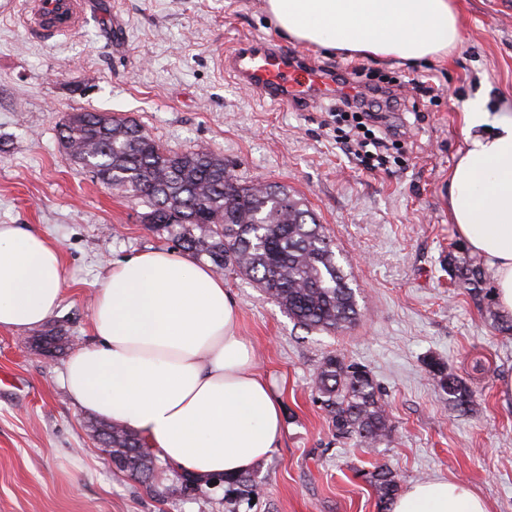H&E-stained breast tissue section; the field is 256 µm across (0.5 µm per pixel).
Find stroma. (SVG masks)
Listing matches in <instances>:
<instances>
[{"instance_id": "stroma-1", "label": "stroma", "mask_w": 512, "mask_h": 512, "mask_svg": "<svg viewBox=\"0 0 512 512\" xmlns=\"http://www.w3.org/2000/svg\"><path fill=\"white\" fill-rule=\"evenodd\" d=\"M462 39L448 57L414 64L348 57L279 38L263 0H90L75 33L41 43L23 0H0V224H24L56 242L63 299L42 325L0 331V512H226L224 490H180L160 463L152 482L116 471L94 451L97 417L61 382L64 363L93 339L91 306L109 262L172 249L144 222L146 206L72 163L58 139L71 113L136 121L174 152L206 149L241 181L287 185L315 213L357 292L359 315L336 333L310 332L232 272L224 286L238 333L281 398L283 437L254 472L260 495L238 512H379L358 469L388 465L400 487L462 480L491 512H512V331L494 320L493 282L474 298L448 275L461 247L446 189L462 142L466 100L512 101V0H455ZM275 40L342 73L430 76L436 97L422 120L393 112L404 148L391 171L355 165L339 148L327 101L282 108L222 70L240 39ZM56 336L54 347L44 336ZM364 367L391 424L374 448L337 434L315 388L322 360ZM444 362L473 391L470 411L448 404L428 372Z\"/></svg>"}]
</instances>
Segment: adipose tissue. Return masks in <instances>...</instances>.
I'll return each mask as SVG.
<instances>
[{
    "label": "adipose tissue",
    "mask_w": 512,
    "mask_h": 512,
    "mask_svg": "<svg viewBox=\"0 0 512 512\" xmlns=\"http://www.w3.org/2000/svg\"><path fill=\"white\" fill-rule=\"evenodd\" d=\"M283 38L377 60H432L457 45L453 0H264ZM448 216L488 266L512 314V105L483 95L461 114ZM60 252L40 231L0 224V331L40 325L59 308ZM94 341L67 360L81 409L128 427L197 484L252 470L275 450L281 405L238 334V308L209 264L164 249L113 262L92 311ZM392 512H490L461 480L408 486Z\"/></svg>",
    "instance_id": "1"
}]
</instances>
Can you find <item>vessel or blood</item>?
<instances>
[{
  "label": "vessel or blood",
  "mask_w": 512,
  "mask_h": 512,
  "mask_svg": "<svg viewBox=\"0 0 512 512\" xmlns=\"http://www.w3.org/2000/svg\"><path fill=\"white\" fill-rule=\"evenodd\" d=\"M29 33L48 42L76 32L85 19V0H26ZM226 66L236 79L262 98L285 107L327 96L354 95L349 85H339L319 70H302L289 53L261 39L239 43Z\"/></svg>",
  "instance_id": "1"
}]
</instances>
